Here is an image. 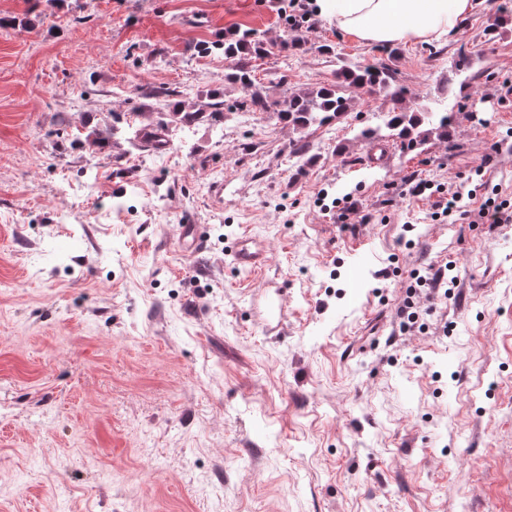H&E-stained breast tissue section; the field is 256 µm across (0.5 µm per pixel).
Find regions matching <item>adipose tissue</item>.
<instances>
[{
    "mask_svg": "<svg viewBox=\"0 0 512 512\" xmlns=\"http://www.w3.org/2000/svg\"><path fill=\"white\" fill-rule=\"evenodd\" d=\"M319 15L368 43L439 40L457 29L473 0H316Z\"/></svg>",
    "mask_w": 512,
    "mask_h": 512,
    "instance_id": "obj_1",
    "label": "adipose tissue"
}]
</instances>
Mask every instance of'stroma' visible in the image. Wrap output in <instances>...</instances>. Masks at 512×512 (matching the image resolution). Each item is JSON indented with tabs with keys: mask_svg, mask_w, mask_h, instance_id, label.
I'll return each mask as SVG.
<instances>
[{
	"mask_svg": "<svg viewBox=\"0 0 512 512\" xmlns=\"http://www.w3.org/2000/svg\"><path fill=\"white\" fill-rule=\"evenodd\" d=\"M504 2L433 56L318 15L290 51L284 0H55L32 27L33 0H0V512H512V225L472 221L512 202V31H484ZM234 27L269 46L268 100L385 64L411 111L454 108L448 139L369 162L392 103L364 88L303 130L235 110L234 60L199 51ZM213 93L222 122L135 140ZM413 180L467 218L433 219ZM244 233L262 272L227 254ZM444 265L454 297L401 333L411 271ZM180 251L187 256L200 253L205 247V240L198 224H181L178 231Z\"/></svg>",
	"mask_w": 512,
	"mask_h": 512,
	"instance_id": "35a3bbf8",
	"label": "stroma"
}]
</instances>
